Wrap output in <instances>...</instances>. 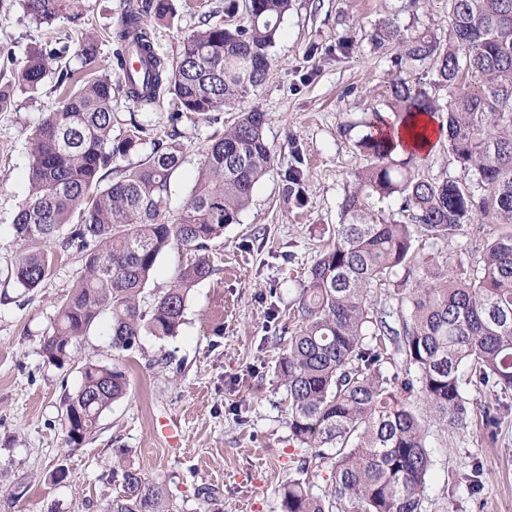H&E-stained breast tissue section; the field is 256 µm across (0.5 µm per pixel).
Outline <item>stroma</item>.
Listing matches in <instances>:
<instances>
[{
    "label": "stroma",
    "mask_w": 512,
    "mask_h": 512,
    "mask_svg": "<svg viewBox=\"0 0 512 512\" xmlns=\"http://www.w3.org/2000/svg\"><path fill=\"white\" fill-rule=\"evenodd\" d=\"M406 0H293L272 50L274 62L253 104L268 113L265 137L273 169L253 192L238 223L210 242L213 274L192 290L177 336H141L129 351L112 350L104 326L85 338L71 364L60 367L42 351L59 301L84 268L74 250H57L50 276L32 291L17 288L11 268L20 248L11 230L28 194L29 138L47 113L61 106L55 75L34 93L17 91L15 110L0 112V512H104L119 490L112 461L123 458L163 481L179 512H209L199 487L218 493L221 512H281V485L296 473L300 451L291 439L274 375L283 338L296 324L290 311L303 275L335 226L354 172L368 157L355 150L360 121L388 112L386 92L394 53L378 47L375 25L398 10L404 26L446 28V0L416 10ZM126 0H84L80 20L32 21L23 0H0V83L11 81L29 52L48 43L69 45L66 62L80 68L75 50L84 32L99 34L98 56L109 58L110 35ZM170 12L152 23L158 54L175 57L201 15L223 10L224 0H170ZM112 107L123 132L129 120L158 134L179 128L183 162L172 179L171 212H180L194 184L202 151L224 133L219 121L182 119L171 125L170 97L134 102L113 90ZM301 165L300 198L286 199L282 174ZM492 225H466L452 240L423 238L428 253L477 264ZM186 251H164L141 298L150 307L188 264ZM119 366L126 397L112 404L96 432L78 446L65 442L64 400L81 383L86 360ZM177 423L176 440L160 432ZM434 445L427 512H512V414L496 443L479 434L432 427ZM483 466V487L469 493L473 462Z\"/></svg>",
    "instance_id": "obj_1"
}]
</instances>
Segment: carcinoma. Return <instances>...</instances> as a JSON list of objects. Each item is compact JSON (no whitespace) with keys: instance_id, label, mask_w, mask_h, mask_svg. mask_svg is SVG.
Listing matches in <instances>:
<instances>
[{"instance_id":"obj_1","label":"carcinoma","mask_w":512,"mask_h":512,"mask_svg":"<svg viewBox=\"0 0 512 512\" xmlns=\"http://www.w3.org/2000/svg\"><path fill=\"white\" fill-rule=\"evenodd\" d=\"M447 5L443 36L430 26L402 27L388 16L377 39L397 48L398 68L434 69L433 87L448 97L439 138L447 141L451 162L476 180L420 174L417 154L397 158L381 113L362 122L365 132L355 147L370 163L345 189L347 222L336 225L304 273L299 328L274 366L291 438L304 451L298 476L281 489L282 512H426L431 422L474 430L493 443L512 411L506 401L512 396V0ZM291 6V0H228L231 19L204 20L184 37L175 59L150 55L144 81L129 74L122 82L133 101L170 96L173 122L234 112L224 135L204 147L198 178L176 216L169 198L183 154L180 134L173 129L156 137L133 120L112 135L118 122L112 78L93 69L94 33H85L76 50L85 71L59 69L62 105L31 135L29 192L11 224L21 247L11 275L27 291L50 275L53 244L84 258L83 275L45 332L49 361L69 363L104 316L105 335L118 351L133 349L144 334H178L190 290L214 272L208 243L237 223L272 167L268 115L246 102L268 75L271 48ZM26 8L37 24L50 25L64 15L79 18L82 0H26ZM166 15L165 0L128 4L115 31L118 70L130 67V47H151L148 17ZM65 53L64 47L32 52L17 81L0 85V111L14 106V86L38 88L50 61L64 60ZM389 104L408 128L419 115L436 119L440 111L429 88L399 75L389 83ZM137 154L138 161L128 162ZM305 182L302 167L288 168L285 197L301 195ZM393 196L401 200L398 220L374 206ZM475 220L499 230L472 269L415 251L417 235L448 239ZM172 245L191 261L144 310L141 295ZM375 288L393 292L409 316L391 325L372 303ZM472 386L489 391L495 403L470 400ZM126 390L119 367L85 362L78 390L65 401L66 441L81 444ZM311 469L328 472L325 487L315 489ZM117 475L121 489L106 512H174L164 483L120 461L112 465Z\"/></svg>"}]
</instances>
